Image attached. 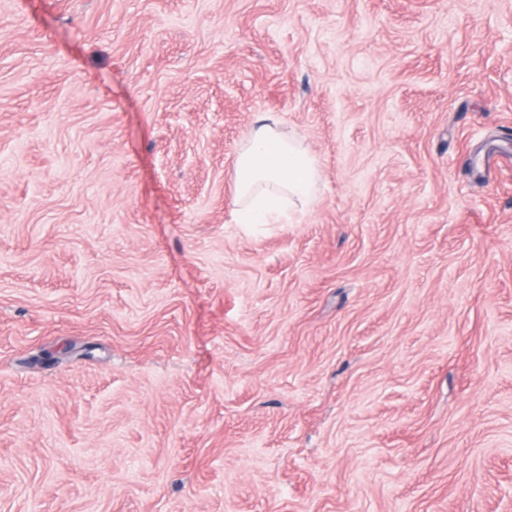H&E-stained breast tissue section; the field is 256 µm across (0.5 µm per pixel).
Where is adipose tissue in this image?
<instances>
[{
  "label": "adipose tissue",
  "instance_id": "ef3b65f1",
  "mask_svg": "<svg viewBox=\"0 0 512 512\" xmlns=\"http://www.w3.org/2000/svg\"><path fill=\"white\" fill-rule=\"evenodd\" d=\"M317 179L316 157L288 137L276 118L258 116L234 161L242 223L287 220L291 205L312 203Z\"/></svg>",
  "mask_w": 512,
  "mask_h": 512
}]
</instances>
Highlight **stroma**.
<instances>
[{
  "mask_svg": "<svg viewBox=\"0 0 512 512\" xmlns=\"http://www.w3.org/2000/svg\"><path fill=\"white\" fill-rule=\"evenodd\" d=\"M0 512H512V0H0ZM255 123L234 161L241 223H282L290 218V205L312 203L318 161L276 118L259 115Z\"/></svg>",
  "mask_w": 512,
  "mask_h": 512,
  "instance_id": "obj_1",
  "label": "stroma"
}]
</instances>
